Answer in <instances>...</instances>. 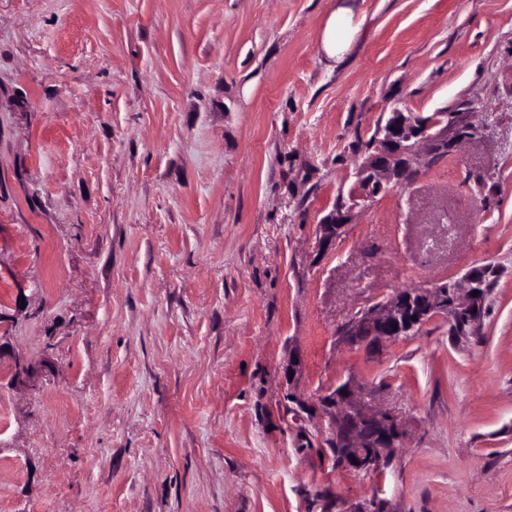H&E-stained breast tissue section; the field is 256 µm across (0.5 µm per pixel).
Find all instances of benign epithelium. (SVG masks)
I'll use <instances>...</instances> for the list:
<instances>
[{
  "instance_id": "benign-epithelium-1",
  "label": "benign epithelium",
  "mask_w": 512,
  "mask_h": 512,
  "mask_svg": "<svg viewBox=\"0 0 512 512\" xmlns=\"http://www.w3.org/2000/svg\"><path fill=\"white\" fill-rule=\"evenodd\" d=\"M476 134L460 111L449 113L446 120L441 113L423 117L393 111L376 132L368 156L356 170L358 191L350 196L349 203L338 205L320 225L322 243L328 246L337 239L350 213L360 203L381 194L411 189L421 169L435 155L455 152L461 142ZM411 293L421 297L422 305L421 313L413 322L406 302V296ZM445 300L446 291L439 283L429 288L402 290L352 318L341 333L342 340L370 350L403 336L401 327L405 323L416 330L430 315L445 308L459 312L470 310L476 297H470L466 303L454 297L448 307ZM365 394V388H355L346 382L322 400L327 405L325 417L334 446L338 448L339 463L350 470L369 474L376 470L377 454L402 447L405 434L397 417L387 411L369 409L364 401Z\"/></svg>"
}]
</instances>
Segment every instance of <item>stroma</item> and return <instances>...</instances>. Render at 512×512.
I'll list each match as a JSON object with an SVG mask.
<instances>
[{
    "mask_svg": "<svg viewBox=\"0 0 512 512\" xmlns=\"http://www.w3.org/2000/svg\"><path fill=\"white\" fill-rule=\"evenodd\" d=\"M0 0V512H512V0ZM482 134L320 225L393 110ZM486 275L376 354L339 332ZM351 382L405 445L334 466ZM353 11L339 5L329 16L322 36V50L331 60H339L348 50L357 28L352 25Z\"/></svg>",
    "mask_w": 512,
    "mask_h": 512,
    "instance_id": "obj_1",
    "label": "stroma"
}]
</instances>
